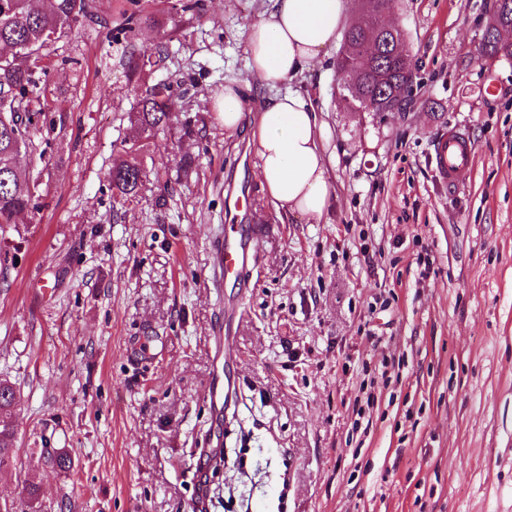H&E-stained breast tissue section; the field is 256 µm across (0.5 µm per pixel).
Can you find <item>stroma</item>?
<instances>
[{"label":"stroma","mask_w":512,"mask_h":512,"mask_svg":"<svg viewBox=\"0 0 512 512\" xmlns=\"http://www.w3.org/2000/svg\"><path fill=\"white\" fill-rule=\"evenodd\" d=\"M189 2L89 0L47 49L39 209L0 239V378L19 398L0 504L194 512L204 476L207 512H512V58L479 53L495 0H390L417 72L402 112L353 111L333 49L251 99L313 101L332 181L315 224L263 197L249 129L212 110L269 0ZM133 12L152 24L124 32ZM160 54L173 122L116 210L107 173L143 90L127 61ZM449 127L475 148L454 187L431 162ZM228 224L269 227L244 296L208 283ZM224 327L240 390L219 428Z\"/></svg>","instance_id":"1"}]
</instances>
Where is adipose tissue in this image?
<instances>
[{
  "label": "adipose tissue",
  "instance_id": "ef3b65f1",
  "mask_svg": "<svg viewBox=\"0 0 512 512\" xmlns=\"http://www.w3.org/2000/svg\"><path fill=\"white\" fill-rule=\"evenodd\" d=\"M250 26L247 80L225 84L212 108L227 134L245 121L250 93L295 79L335 45L346 18V0H271ZM321 130L312 102L287 92L266 100L251 128L259 157V186L286 214L317 222L330 199V181L319 146Z\"/></svg>",
  "mask_w": 512,
  "mask_h": 512
}]
</instances>
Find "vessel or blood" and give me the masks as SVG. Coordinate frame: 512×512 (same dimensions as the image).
Masks as SVG:
<instances>
[{"instance_id": "vessel-or-blood-1", "label": "vessel or blood", "mask_w": 512, "mask_h": 512, "mask_svg": "<svg viewBox=\"0 0 512 512\" xmlns=\"http://www.w3.org/2000/svg\"><path fill=\"white\" fill-rule=\"evenodd\" d=\"M474 154L471 142L461 133L453 130L442 132L432 156L440 181L448 185L457 184L470 169ZM262 234V227L251 224H239L228 229L213 249L212 270L208 278L211 287H223L228 279L238 281L240 287H248V276L259 261ZM238 392L236 379L224 369H217L209 391L216 411H223Z\"/></svg>"}]
</instances>
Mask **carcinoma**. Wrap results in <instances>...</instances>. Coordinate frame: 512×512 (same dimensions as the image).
I'll return each mask as SVG.
<instances>
[{"mask_svg": "<svg viewBox=\"0 0 512 512\" xmlns=\"http://www.w3.org/2000/svg\"><path fill=\"white\" fill-rule=\"evenodd\" d=\"M89 17L88 0H0V46L15 50L0 60V233L14 223V218L38 208L36 194L21 177L24 164L30 161L31 131L43 115L32 110L39 99L38 86L45 69L36 67L24 52L28 44H43V33L51 29L63 32ZM361 48L352 64L361 67L362 84L358 91L348 92L357 106L369 99L377 112H399L406 104V77L400 62L392 56L395 37L387 32L373 37L363 29L352 34ZM167 83L154 84L139 96L131 111L138 134L124 146L108 173L112 198L125 205L138 201L146 171L141 157L159 134L169 126L172 116ZM16 391L6 380H0V468L10 460L11 449L5 439L11 435Z\"/></svg>", "mask_w": 512, "mask_h": 512, "instance_id": "obj_1", "label": "carcinoma"}]
</instances>
